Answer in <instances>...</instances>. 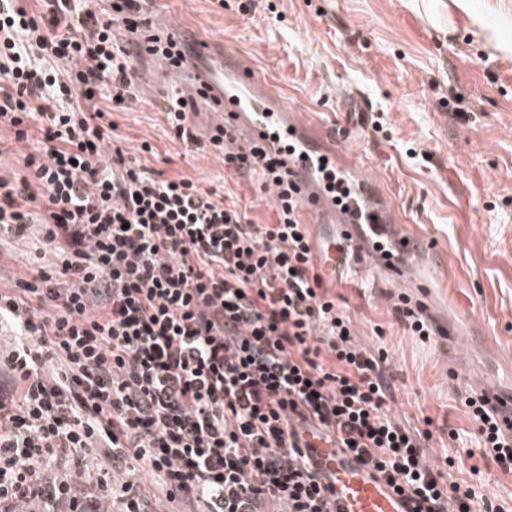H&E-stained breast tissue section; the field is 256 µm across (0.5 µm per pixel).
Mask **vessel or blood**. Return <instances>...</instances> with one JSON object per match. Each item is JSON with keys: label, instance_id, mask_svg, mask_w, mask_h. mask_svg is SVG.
Wrapping results in <instances>:
<instances>
[{"label": "vessel or blood", "instance_id": "vessel-or-blood-1", "mask_svg": "<svg viewBox=\"0 0 512 512\" xmlns=\"http://www.w3.org/2000/svg\"><path fill=\"white\" fill-rule=\"evenodd\" d=\"M194 87L205 92L210 109L221 124L233 126L239 144H256L281 152L293 180L296 195L315 223L326 225L327 235L316 256L324 276L336 274L340 247L348 246L363 257L364 268L385 262V253L368 248L357 240L358 224H366L370 237L388 239L394 251L410 252L417 243L409 236L394 233L392 209L369 206L342 211L319 182L318 167H337L336 151L314 149L300 126L288 116L282 103L270 99L261 84L239 61H228L223 72H198ZM313 461L336 478V503L341 512H411L412 504L375 478L371 465L352 459L342 449L321 443L313 450Z\"/></svg>", "mask_w": 512, "mask_h": 512}]
</instances>
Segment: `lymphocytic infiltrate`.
Segmentation results:
<instances>
[{
    "mask_svg": "<svg viewBox=\"0 0 512 512\" xmlns=\"http://www.w3.org/2000/svg\"><path fill=\"white\" fill-rule=\"evenodd\" d=\"M153 0H0V127L20 147L0 176V237L31 244V280L0 291V512H161L143 477L196 512H337L308 438L351 451L414 501L475 512L473 490L425 453L431 431L388 406L386 353L357 339L315 263L277 153L211 138L258 179L277 221L192 178L107 153L96 106L138 99L133 47L192 56L152 30ZM483 458L512 473V414L465 396ZM111 469L95 466L100 449Z\"/></svg>",
    "mask_w": 512,
    "mask_h": 512,
    "instance_id": "f902f5d3",
    "label": "lymphocytic infiltrate"
}]
</instances>
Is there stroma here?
<instances>
[{
  "mask_svg": "<svg viewBox=\"0 0 512 512\" xmlns=\"http://www.w3.org/2000/svg\"><path fill=\"white\" fill-rule=\"evenodd\" d=\"M154 0L157 28L240 57L271 95L312 133L333 139L432 253L402 254L401 278L383 268L332 287L359 339L389 354L393 414L430 429L433 461L451 456L453 474L479 498H512V474L484 460L462 400L472 390L512 398V55L489 48L483 28L512 45V0ZM157 62L141 70L143 92L115 109V144L126 157L168 176L184 175L247 206L271 224L260 186L225 169L209 138L218 119L206 103L190 112L196 143L172 138ZM34 250L0 243V288L29 278ZM428 280L431 342L393 326L390 298L416 295ZM458 439H450L449 431Z\"/></svg>",
  "mask_w": 512,
  "mask_h": 512,
  "instance_id": "35a3bbf8",
  "label": "stroma"
}]
</instances>
